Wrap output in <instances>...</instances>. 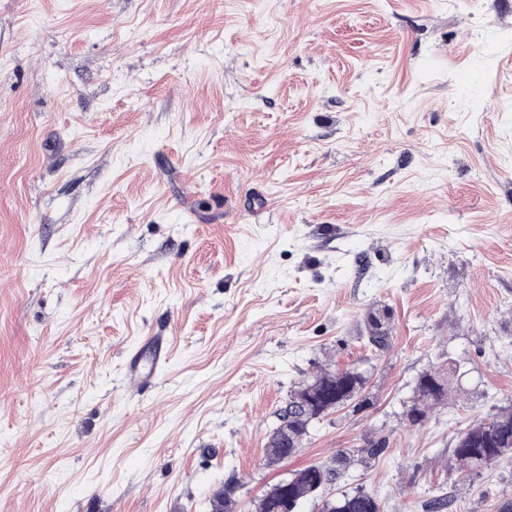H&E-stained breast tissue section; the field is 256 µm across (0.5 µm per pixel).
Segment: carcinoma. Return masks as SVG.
Segmentation results:
<instances>
[{
  "instance_id": "cac0c4a2",
  "label": "carcinoma",
  "mask_w": 512,
  "mask_h": 512,
  "mask_svg": "<svg viewBox=\"0 0 512 512\" xmlns=\"http://www.w3.org/2000/svg\"><path fill=\"white\" fill-rule=\"evenodd\" d=\"M368 343L384 349L390 343V328L377 314L367 318ZM456 369L437 370L423 374L415 388L413 403L407 413L413 425L424 421L428 413L448 399ZM365 381L351 369L336 375L329 368L316 372L288 400L279 414L287 425L288 434L271 435L266 448L270 464L291 456L309 434L313 418L333 407L341 398L353 399L363 391ZM466 438L454 448L459 464L472 473H481L496 465L512 453V408L503 409L492 417L465 430ZM349 455L339 451L327 465H310L288 477V484L279 489L271 488L258 499L259 512H282L281 500L288 498L302 503L317 493V488L336 481L340 470L347 466ZM322 512H381V505L370 493L357 490L340 498L324 502Z\"/></svg>"
}]
</instances>
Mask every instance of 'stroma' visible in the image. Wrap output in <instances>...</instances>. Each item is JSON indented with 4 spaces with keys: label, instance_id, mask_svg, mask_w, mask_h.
Here are the masks:
<instances>
[{
    "label": "stroma",
    "instance_id": "35a3bbf8",
    "mask_svg": "<svg viewBox=\"0 0 512 512\" xmlns=\"http://www.w3.org/2000/svg\"><path fill=\"white\" fill-rule=\"evenodd\" d=\"M353 366L268 465L291 392ZM509 406L512 0H0V512H255L370 438L328 496L497 512L512 458L454 446ZM366 338L368 343L374 345L379 349H385L390 343V328L388 324L373 313L367 318L366 325ZM456 369L448 364V371H430L423 374L415 388L413 403L407 413L413 425L424 421L428 413L448 399V393ZM313 384V394L311 397L314 403H310L308 409L295 404L298 398H302L306 393L308 385ZM365 381L355 374L351 368H347L341 374L333 369L325 368L317 371L310 380L303 384L288 400V404L279 414L280 422L287 425L288 436L274 433L271 435L266 448L267 460L269 464H275L278 461L291 456L299 448L302 441L309 434V426L315 416L322 414L336 404L341 398L353 399L363 391ZM323 413L319 418L328 414ZM317 418V419H319Z\"/></svg>",
    "mask_w": 512,
    "mask_h": 512
}]
</instances>
